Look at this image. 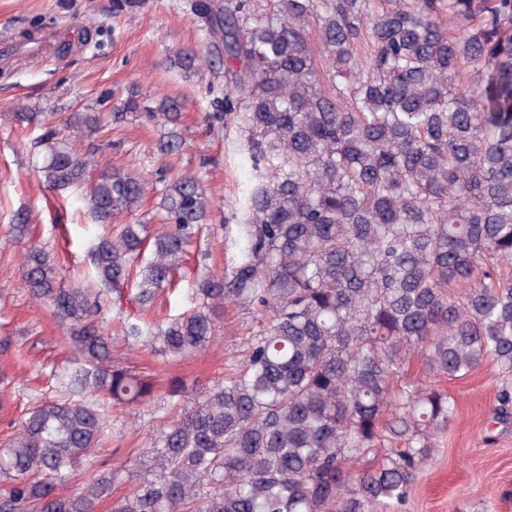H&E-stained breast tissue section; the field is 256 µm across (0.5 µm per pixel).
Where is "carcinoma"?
<instances>
[{
	"label": "carcinoma",
	"mask_w": 512,
	"mask_h": 512,
	"mask_svg": "<svg viewBox=\"0 0 512 512\" xmlns=\"http://www.w3.org/2000/svg\"><path fill=\"white\" fill-rule=\"evenodd\" d=\"M192 0L206 51L171 64H224V112L246 133L257 181L237 225L239 255L192 288L194 306L164 323L126 322L128 346L184 358L208 346L224 308L257 315L242 359L153 428L149 447L110 467L99 455L123 410L154 399L147 377L112 362L101 292L64 284L28 245L23 287L75 351L57 397L33 404L0 441V512H95L126 476L111 512H389L406 503L435 436L456 414L448 393L400 383L412 353L431 377L467 376L488 357L512 372V0ZM315 24L336 95L320 88L307 38ZM367 41V62L353 47ZM168 129L149 178L115 168L86 185L94 152L77 141L101 115H72L35 138L53 189L85 188L98 280L121 289L141 258L142 224L119 219L153 194L154 238L136 301L148 310L215 203L201 177L166 176L180 102L113 107ZM460 292H455V289ZM495 421L512 420V388ZM379 465L360 470L367 454ZM91 471L68 490L79 467Z\"/></svg>",
	"instance_id": "carcinoma-1"
}]
</instances>
